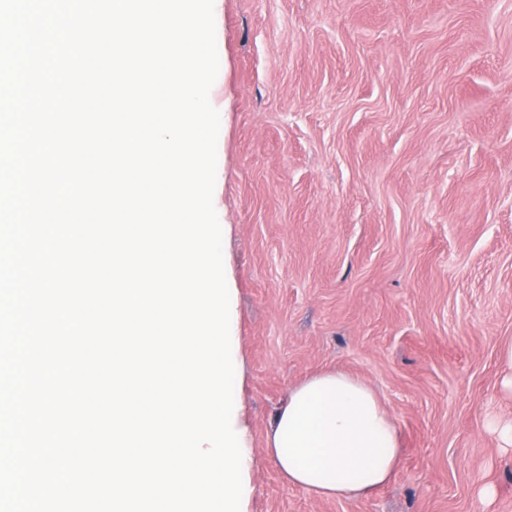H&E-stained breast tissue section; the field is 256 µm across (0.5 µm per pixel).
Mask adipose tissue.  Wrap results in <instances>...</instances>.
I'll list each match as a JSON object with an SVG mask.
<instances>
[{"label": "adipose tissue", "mask_w": 512, "mask_h": 512, "mask_svg": "<svg viewBox=\"0 0 512 512\" xmlns=\"http://www.w3.org/2000/svg\"><path fill=\"white\" fill-rule=\"evenodd\" d=\"M267 446L289 485L322 498H361L390 482L401 460L398 428L362 380L325 371L294 387Z\"/></svg>", "instance_id": "adipose-tissue-1"}]
</instances>
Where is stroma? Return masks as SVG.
<instances>
[{
  "label": "stroma",
  "mask_w": 512,
  "mask_h": 512,
  "mask_svg": "<svg viewBox=\"0 0 512 512\" xmlns=\"http://www.w3.org/2000/svg\"><path fill=\"white\" fill-rule=\"evenodd\" d=\"M213 204L237 288L245 512H512V0H221ZM361 378L401 440L357 500L266 448L290 387Z\"/></svg>",
  "instance_id": "35a3bbf8"
}]
</instances>
